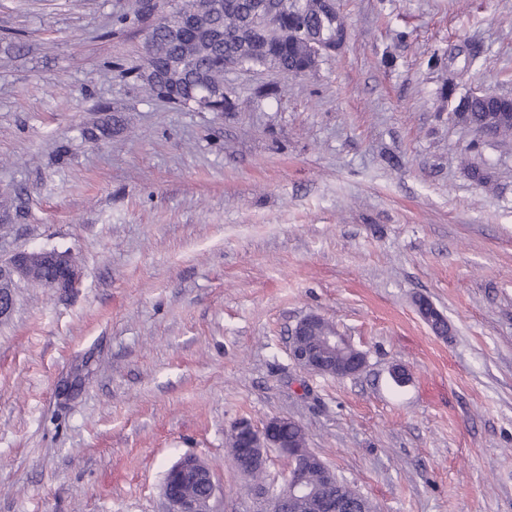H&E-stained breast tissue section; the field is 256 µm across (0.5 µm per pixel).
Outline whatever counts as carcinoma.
I'll list each match as a JSON object with an SVG mask.
<instances>
[{
    "instance_id": "1",
    "label": "carcinoma",
    "mask_w": 512,
    "mask_h": 512,
    "mask_svg": "<svg viewBox=\"0 0 512 512\" xmlns=\"http://www.w3.org/2000/svg\"><path fill=\"white\" fill-rule=\"evenodd\" d=\"M193 7L178 31L166 23L153 28L137 78L150 93L189 106L208 102L211 112H233L237 103L224 87L233 68H264L299 76L313 71L326 55L324 43L346 33L337 9L323 0H186ZM453 99L452 112L477 133L512 137V97L489 98L468 92ZM327 492L355 503L356 512L375 507L343 480Z\"/></svg>"
}]
</instances>
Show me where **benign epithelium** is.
I'll use <instances>...</instances> for the list:
<instances>
[{
	"label": "benign epithelium",
	"mask_w": 512,
	"mask_h": 512,
	"mask_svg": "<svg viewBox=\"0 0 512 512\" xmlns=\"http://www.w3.org/2000/svg\"><path fill=\"white\" fill-rule=\"evenodd\" d=\"M35 263L51 265L60 271V276L52 287L67 291L75 288L80 281L81 273L72 262L69 254L55 250L34 249L15 254L6 264L0 265V282L13 281L23 276ZM321 320L318 314H309L301 319L294 328L290 340L289 351L296 365L305 371L328 375L336 378L355 376L360 373L367 361L366 354L353 346L338 331H332L324 338L325 348L306 347L299 343L303 331ZM345 349L351 356L349 362L337 363L329 359L326 349ZM290 418L275 416L269 418L263 427L257 428L250 421L240 419L231 427L229 437L239 443V453L234 458L237 470L250 478L264 472L268 451L278 449L290 462V470L285 486L278 492L270 491L265 484L255 483L254 495L264 504L266 512H282L284 504L306 500L314 512H351L352 504L344 499L328 494H317L311 490L304 476V463L310 455L307 445L299 442H287L279 437V430ZM170 479H203L208 483L209 491L203 501L190 497H180L173 492L163 490L164 497L171 506L170 512H209L210 501L215 495L216 484L209 465L194 454L182 456L173 465Z\"/></svg>",
	"instance_id": "7a95c632"
}]
</instances>
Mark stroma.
Here are the masks:
<instances>
[{
	"mask_svg": "<svg viewBox=\"0 0 512 512\" xmlns=\"http://www.w3.org/2000/svg\"><path fill=\"white\" fill-rule=\"evenodd\" d=\"M338 8L316 70L227 72L239 109L199 112L130 76L138 0H0V262L82 271L0 322V512H166L186 454L214 512H260L228 432L274 416L377 512H512V143L443 94L512 97V0ZM310 313L359 375L295 365ZM34 263L51 265L60 271L43 269L34 273L26 281L48 287L52 280V288L67 291L75 288L80 281L81 273L72 262L69 254L55 250L34 249L15 254L6 264L0 265V282L14 281L16 277H22ZM321 319L323 317L318 314H309L298 322L289 340V351L292 360L296 365L312 374L345 378L360 373L366 365V354L353 346L336 329L328 336H325L324 349H346L352 356L350 362L336 363V361L326 356L324 349L306 347L299 343V339L303 336V331ZM178 478L179 482L185 479H204L208 483L209 491L206 499L199 501L190 497H180L166 487L163 494L171 506L170 512H209L210 501L216 492L213 472L209 465L194 454L184 455L173 465L169 482Z\"/></svg>",
	"mask_w": 512,
	"mask_h": 512,
	"instance_id": "1",
	"label": "stroma"
}]
</instances>
